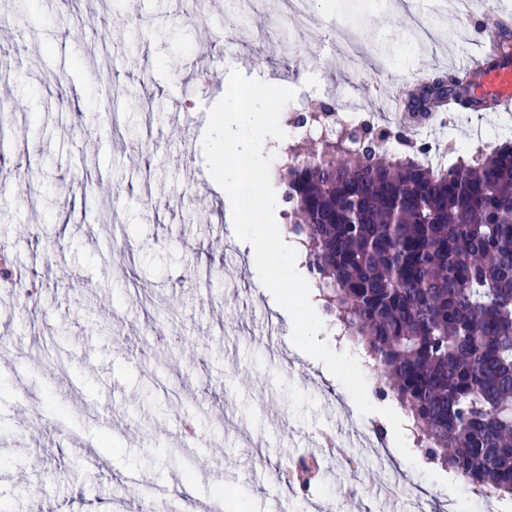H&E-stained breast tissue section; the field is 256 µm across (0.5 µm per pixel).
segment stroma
Segmentation results:
<instances>
[{"mask_svg":"<svg viewBox=\"0 0 512 512\" xmlns=\"http://www.w3.org/2000/svg\"><path fill=\"white\" fill-rule=\"evenodd\" d=\"M414 0H309L313 23L280 27L282 0H256L249 30L229 25L225 0H0L17 40L0 58V244L16 277L0 281V503L11 512H140L146 487L184 512L232 491L233 512H414L411 490L385 498L396 471L432 512L463 501L487 512L477 488L449 481L423 454L406 459L377 374L375 412L363 414L328 370L291 339L287 313L263 292L255 263L231 234L224 190L203 152L216 72L276 75L295 96L284 116L349 93L363 112L409 86L413 74L451 70L476 43L468 15L437 16L442 37L409 40ZM178 60L170 68L169 60ZM125 81L89 83L91 71ZM446 165L512 140V111L461 114L422 126ZM152 154L151 167L141 164ZM203 178L196 196L185 168ZM27 192L14 193L17 183ZM278 327L286 361L271 360L260 319ZM380 431L382 466L328 410ZM198 442H188L183 425ZM322 462L309 493L285 480L292 458ZM110 463L92 480L89 461Z\"/></svg>","mask_w":512,"mask_h":512,"instance_id":"35a3bbf8","label":"stroma"}]
</instances>
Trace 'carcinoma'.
I'll use <instances>...</instances> for the list:
<instances>
[{
    "label": "carcinoma",
    "mask_w": 512,
    "mask_h": 512,
    "mask_svg": "<svg viewBox=\"0 0 512 512\" xmlns=\"http://www.w3.org/2000/svg\"><path fill=\"white\" fill-rule=\"evenodd\" d=\"M475 87L468 72L433 77L409 95L408 122L448 100L490 107ZM275 182L326 311L387 379L417 448L512 495V144L441 168L328 140Z\"/></svg>",
    "instance_id": "1"
}]
</instances>
